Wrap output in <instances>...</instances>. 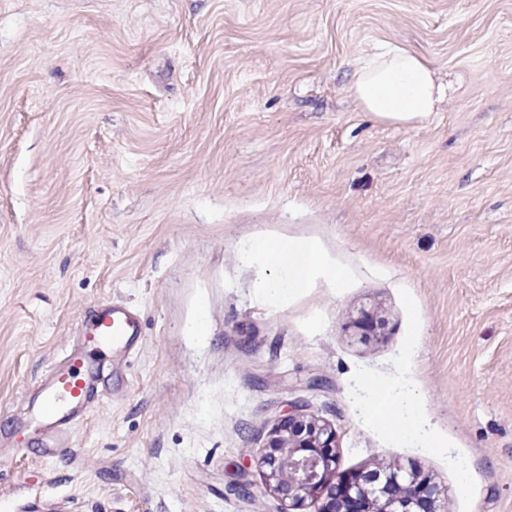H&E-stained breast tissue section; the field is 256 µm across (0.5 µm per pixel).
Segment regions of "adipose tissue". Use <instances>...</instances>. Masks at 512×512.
I'll list each match as a JSON object with an SVG mask.
<instances>
[{"mask_svg":"<svg viewBox=\"0 0 512 512\" xmlns=\"http://www.w3.org/2000/svg\"><path fill=\"white\" fill-rule=\"evenodd\" d=\"M354 91L377 121L409 126L424 122L444 94L427 63L404 49L386 50L380 60L370 62ZM240 257L245 264L261 269L255 288L271 306L318 283L340 288L349 279L335 255L315 239L256 236L242 242ZM360 389L366 418L383 425L390 437L437 447L435 433L421 415L418 398L409 386L389 388L367 376L361 379Z\"/></svg>","mask_w":512,"mask_h":512,"instance_id":"1","label":"adipose tissue"}]
</instances>
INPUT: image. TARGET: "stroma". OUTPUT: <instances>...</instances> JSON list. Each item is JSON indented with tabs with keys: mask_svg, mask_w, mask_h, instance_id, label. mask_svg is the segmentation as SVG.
<instances>
[{
	"mask_svg": "<svg viewBox=\"0 0 512 512\" xmlns=\"http://www.w3.org/2000/svg\"><path fill=\"white\" fill-rule=\"evenodd\" d=\"M387 46L448 87L422 124L353 91ZM254 234L348 286L261 302ZM106 299L138 349L43 457L28 405ZM365 375L440 447L365 420ZM296 409L339 471L512 512V0H0V512H285L257 459Z\"/></svg>",
	"mask_w": 512,
	"mask_h": 512,
	"instance_id": "stroma-1",
	"label": "stroma"
}]
</instances>
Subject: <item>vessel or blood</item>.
<instances>
[{
  "label": "vessel or blood",
  "mask_w": 512,
  "mask_h": 512,
  "mask_svg": "<svg viewBox=\"0 0 512 512\" xmlns=\"http://www.w3.org/2000/svg\"><path fill=\"white\" fill-rule=\"evenodd\" d=\"M78 334L83 350L53 366L40 387V399L29 408L28 423L45 456L70 447L96 392L93 355L107 351L126 354L139 344L140 316L128 305L108 301L82 322Z\"/></svg>",
  "instance_id": "b4317fda"
}]
</instances>
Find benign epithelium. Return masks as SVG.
<instances>
[{"instance_id":"benign-epithelium-1","label":"benign epithelium","mask_w":512,"mask_h":512,"mask_svg":"<svg viewBox=\"0 0 512 512\" xmlns=\"http://www.w3.org/2000/svg\"><path fill=\"white\" fill-rule=\"evenodd\" d=\"M334 442V431L315 418L283 416L258 458L269 490L294 509L316 502L314 512H438L430 476L400 466L340 473Z\"/></svg>"}]
</instances>
